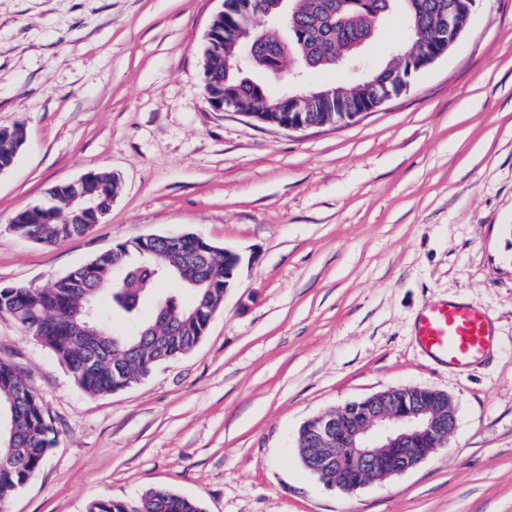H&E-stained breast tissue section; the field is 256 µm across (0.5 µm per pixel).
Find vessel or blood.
I'll return each instance as SVG.
<instances>
[{
  "instance_id": "b4317fda",
  "label": "vessel or blood",
  "mask_w": 512,
  "mask_h": 512,
  "mask_svg": "<svg viewBox=\"0 0 512 512\" xmlns=\"http://www.w3.org/2000/svg\"><path fill=\"white\" fill-rule=\"evenodd\" d=\"M416 336L428 355L462 369L488 354L492 326L486 313L470 305L438 304L422 311Z\"/></svg>"
}]
</instances>
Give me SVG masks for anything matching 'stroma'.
Instances as JSON below:
<instances>
[{
	"mask_svg": "<svg viewBox=\"0 0 512 512\" xmlns=\"http://www.w3.org/2000/svg\"><path fill=\"white\" fill-rule=\"evenodd\" d=\"M224 0H0V288L49 287L138 237L194 233L242 263L198 346L105 396L0 317V360L54 443L9 512H86L165 486L203 512H512V0H477L455 47L361 119L288 132L215 109L202 49ZM114 174L110 215L54 246L13 217ZM485 311L487 356H428L421 311ZM457 426L416 469L347 494L301 463L300 426L399 386ZM17 129H0V174L14 165L23 144L18 140Z\"/></svg>",
	"mask_w": 512,
	"mask_h": 512,
	"instance_id": "stroma-1",
	"label": "stroma"
}]
</instances>
